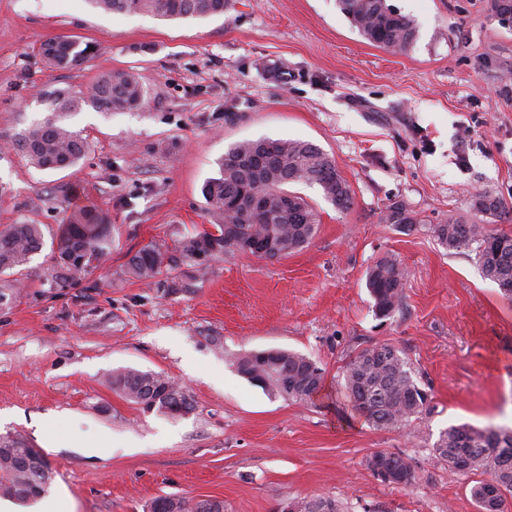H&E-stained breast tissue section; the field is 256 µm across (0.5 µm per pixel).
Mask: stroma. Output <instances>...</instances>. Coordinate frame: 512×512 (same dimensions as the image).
<instances>
[{"label":"stroma","mask_w":512,"mask_h":512,"mask_svg":"<svg viewBox=\"0 0 512 512\" xmlns=\"http://www.w3.org/2000/svg\"><path fill=\"white\" fill-rule=\"evenodd\" d=\"M389 2L418 29L404 53L363 39L336 0H231L224 14L177 20L87 0H0V143L44 117L45 91L80 96L129 68L147 88L134 109L71 114L90 144L76 166L42 171L0 152V225L54 229L85 207L112 224L111 255L81 285L53 286L41 252L0 308V440L43 454L68 512H147L165 495L219 500L224 512L316 495L351 512H477L471 478L434 460L424 439L461 422L512 428V299L472 257L399 232L383 213L396 198L429 224L451 213L487 224L475 191L512 204V27L489 0ZM56 37L89 45L88 61L48 68L41 45ZM260 138L319 146L351 209L304 186L320 224L301 251L226 254L169 296L126 277L128 253L210 224L203 184L229 147ZM391 254L405 299L380 320L365 272ZM371 343L402 351L432 394L407 428L373 427L341 386L350 355ZM268 348L317 361L321 392L288 402L236 372L234 357ZM124 367L168 376L192 412H142L107 383ZM131 436L140 447L123 454ZM377 452L409 455L422 482L381 483L367 466Z\"/></svg>","instance_id":"obj_1"}]
</instances>
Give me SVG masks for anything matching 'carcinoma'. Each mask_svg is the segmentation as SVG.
<instances>
[{
	"label": "carcinoma",
	"mask_w": 512,
	"mask_h": 512,
	"mask_svg": "<svg viewBox=\"0 0 512 512\" xmlns=\"http://www.w3.org/2000/svg\"><path fill=\"white\" fill-rule=\"evenodd\" d=\"M103 13L146 14L162 18H205L224 14L229 0H90ZM341 12L369 43L393 52H405L416 41L414 21L388 4V0H337ZM49 68L74 70L89 57L88 48L67 37L41 45ZM92 98H73L62 92L48 95L50 115L34 123L13 141L29 161L43 170L64 169L77 165L88 151L87 141L67 124L70 113L86 102L101 112H122L145 100L147 90L132 70H114L100 75L94 83ZM271 147L272 166L247 172L242 160L257 152L260 145ZM290 185L317 186L334 208L346 211L353 205L350 186L340 175L336 163L317 145L301 140H244L233 145L220 162L219 176L202 187L206 212L214 223L184 235L174 249L151 241L129 254L123 273L149 287L165 289L168 294L182 288L172 271L186 266L197 276L206 275L209 266L198 263L200 246L217 244L219 259L229 252L257 255L253 245L272 243L268 259L295 253L314 238L320 217L300 193ZM265 193L268 197L287 194L294 207L277 211L268 209L252 213L237 208L234 201L245 195ZM473 208L500 221L512 222V206L487 192L472 197ZM389 214L403 215L400 231L410 234L421 229L424 220L403 200L386 206ZM108 214L83 210L66 214L51 239L49 276L60 288L81 282L105 260L111 247ZM434 237L451 253L468 252L483 277L495 283L502 296L512 298V234L498 232L488 224H475L450 213L448 219L428 227ZM45 246L40 224H6L0 228V307L13 302L18 276L32 257ZM405 272L393 255L378 259L366 273V287L373 299L378 318H390L399 312L405 298ZM233 365L238 374L267 394L288 401H309L323 383V369L300 352L271 349L266 356L243 353ZM343 387L357 410L377 428H399L430 411V398L410 361L387 344H374L350 356L342 371ZM112 391L124 396L145 412L180 416L193 409L191 398L182 389L173 388L168 377L135 368L113 370L108 378ZM432 456L462 473L479 475L471 495L479 512H505L507 496H512V471L503 470L504 457L512 458V431L502 428L453 424L442 430L431 447ZM373 475L384 484L411 487L420 481L413 460L406 454L376 453L368 461ZM53 473L42 455L22 442L0 443V495L36 500L46 494ZM499 483L494 502L486 504L487 482ZM300 512H344V507L329 497L311 496L298 499ZM157 512H202L173 496L152 501Z\"/></svg>",
	"instance_id": "carcinoma-1"
}]
</instances>
